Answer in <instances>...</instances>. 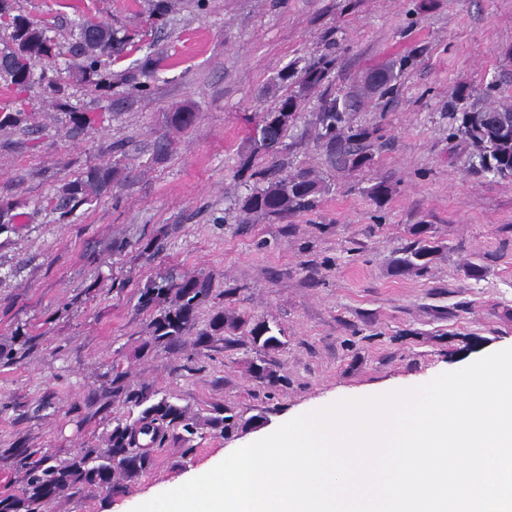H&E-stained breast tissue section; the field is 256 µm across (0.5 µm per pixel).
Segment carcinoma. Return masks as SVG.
Returning <instances> with one entry per match:
<instances>
[{
  "label": "carcinoma",
  "mask_w": 512,
  "mask_h": 512,
  "mask_svg": "<svg viewBox=\"0 0 512 512\" xmlns=\"http://www.w3.org/2000/svg\"><path fill=\"white\" fill-rule=\"evenodd\" d=\"M0 28L11 31L13 42V46L0 55V78L9 82L12 104L17 106L14 111L0 116V127L16 126L24 120L20 106L32 84H39L48 97L60 99L62 88L56 76L48 75L44 69L39 77L31 76L33 60L55 57V43L45 27L14 13L13 0H0ZM125 44L126 38L117 36L109 25L83 20L77 24L75 42L71 46L72 61L67 69L82 84L102 88L106 70L121 59ZM408 62L409 59L402 56L375 69L370 76L371 86L386 93L393 91L391 82L398 79ZM153 64L155 60L148 55L144 61L130 64L118 77L143 90L146 85L140 77L147 75ZM335 69L336 56L324 53L300 74L288 69L278 74L281 82H291L296 90L263 113L252 130L251 152L242 158L241 170L251 172V176L257 178V186L241 199L243 213L282 220L317 208L322 186L310 171L289 170L279 161L272 162L264 170L254 171L252 158L262 151L272 152L274 145L282 143L307 90L328 80ZM350 112L352 105L348 95L326 96L317 112V138L337 151L342 165L359 167L368 160L366 151L376 130H351ZM492 114L493 111L478 106L475 101L462 108L453 103L448 105L449 137L474 147V171L512 179V133L501 135L492 129L485 122V118ZM117 176L118 171L113 167L90 168L84 176L62 188L56 207L68 212L93 202L106 193ZM409 235V241L396 251L391 261V267L398 275L425 272L438 252V244L428 235L425 226L413 227ZM212 300V283L207 276L171 272L159 281H149L139 296V307L149 316L146 336L141 339L139 349L143 352L159 347L177 349L193 332L196 333L195 345L199 348H210L219 341L227 348L242 338L268 355L285 346L281 332L268 322L255 320L229 306L213 310L204 327L196 329L200 312ZM247 372L269 388L284 381L275 361L270 358L250 361ZM109 398L127 406L129 415L113 419L104 447L81 448L66 461L49 466L34 452L20 453L19 464L26 470V482L16 490L0 493V512H42L46 504L65 491L123 493L127 483L146 472L152 464L150 453L147 450L140 452L138 448H149L170 437L188 443L200 429L229 437L243 433L259 420L257 416L244 420L233 409L221 406L212 407L206 416L194 413L171 401L150 384H127L125 373L117 366L112 367L104 391L91 393L88 406L99 413L106 409Z\"/></svg>",
  "instance_id": "cac0c4a2"
}]
</instances>
